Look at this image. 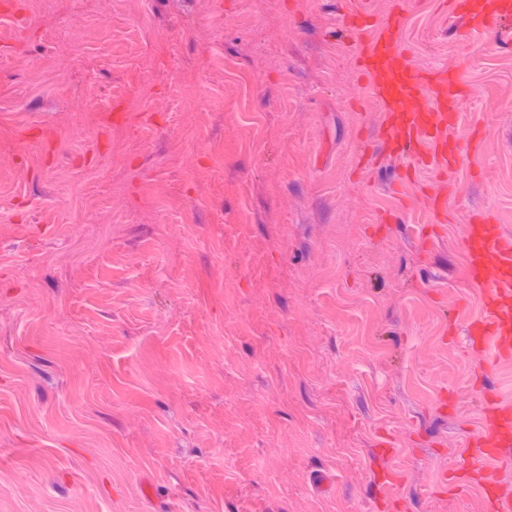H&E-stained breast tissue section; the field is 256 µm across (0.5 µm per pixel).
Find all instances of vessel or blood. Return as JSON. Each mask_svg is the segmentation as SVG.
Masks as SVG:
<instances>
[{
    "label": "vessel or blood",
    "mask_w": 512,
    "mask_h": 512,
    "mask_svg": "<svg viewBox=\"0 0 512 512\" xmlns=\"http://www.w3.org/2000/svg\"><path fill=\"white\" fill-rule=\"evenodd\" d=\"M337 6L343 27L356 34L357 60L365 77L360 85L363 98L383 117L377 152L408 157L425 171L455 174L480 151L478 138L463 140L453 130L461 118L460 100L481 96V88L461 82L448 70L426 71L412 64L401 41V5H394L377 25L371 21L368 0H338ZM441 6L450 30L463 40L512 22V0H442ZM421 201L432 223L447 222L446 196L425 191ZM462 241L467 279L481 292L480 312L468 324L467 344L487 365L511 362L512 236L490 214L477 212L465 225ZM466 446L467 455L453 470L441 473V484L478 486L488 512H512V489L497 474L502 454L512 448V405L505 403L496 385L486 386L481 393V427ZM399 481L396 470L379 471L378 512L392 507L388 491Z\"/></svg>",
    "instance_id": "vessel-or-blood-1"
}]
</instances>
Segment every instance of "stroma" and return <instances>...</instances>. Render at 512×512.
<instances>
[{
  "label": "stroma",
  "mask_w": 512,
  "mask_h": 512,
  "mask_svg": "<svg viewBox=\"0 0 512 512\" xmlns=\"http://www.w3.org/2000/svg\"><path fill=\"white\" fill-rule=\"evenodd\" d=\"M0 63V512H485L438 488L512 400L465 345L462 228L512 235V55L459 41L437 0L393 3L420 69L460 72L450 223L422 171L361 156L336 0H16ZM83 39L72 43V29ZM196 110L185 116L182 104ZM334 480L316 491V470ZM421 201L430 216L431 224H445L448 220L447 195L422 191ZM399 482L400 475L396 470L383 467L379 471L376 481V507L378 510H385L394 506L395 501L387 495V491Z\"/></svg>",
  "instance_id": "35a3bbf8"
}]
</instances>
